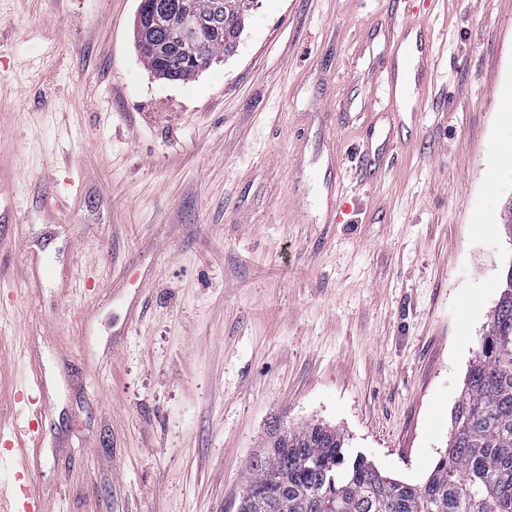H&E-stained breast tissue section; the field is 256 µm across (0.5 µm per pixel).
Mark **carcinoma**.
<instances>
[{
	"mask_svg": "<svg viewBox=\"0 0 512 512\" xmlns=\"http://www.w3.org/2000/svg\"><path fill=\"white\" fill-rule=\"evenodd\" d=\"M160 22L138 45L153 71L187 80L195 67L175 45L186 10L219 23L212 38L233 54L226 29L243 31L251 0H153ZM343 430L319 422L273 426L250 461L238 512H512V297L499 299L451 416L448 448L417 486L388 477L348 449Z\"/></svg>",
	"mask_w": 512,
	"mask_h": 512,
	"instance_id": "cac0c4a2",
	"label": "carcinoma"
}]
</instances>
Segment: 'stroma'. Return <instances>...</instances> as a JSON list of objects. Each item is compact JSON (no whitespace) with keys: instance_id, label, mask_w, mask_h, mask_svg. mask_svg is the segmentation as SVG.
<instances>
[{"instance_id":"stroma-1","label":"stroma","mask_w":512,"mask_h":512,"mask_svg":"<svg viewBox=\"0 0 512 512\" xmlns=\"http://www.w3.org/2000/svg\"><path fill=\"white\" fill-rule=\"evenodd\" d=\"M139 3L0 0V426L40 407L47 512H237L313 420L422 484L512 265V0H448L393 126V0H257L187 81ZM403 98L416 100V86L413 84L408 87L403 82L400 83L394 71H387L380 81L379 97L375 100V103L382 104L384 102V109H386L393 107Z\"/></svg>"}]
</instances>
